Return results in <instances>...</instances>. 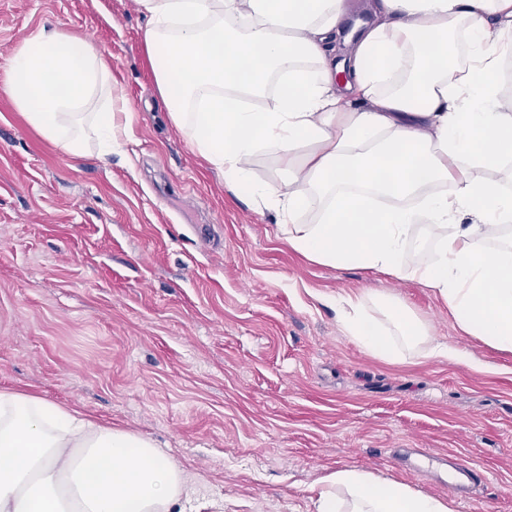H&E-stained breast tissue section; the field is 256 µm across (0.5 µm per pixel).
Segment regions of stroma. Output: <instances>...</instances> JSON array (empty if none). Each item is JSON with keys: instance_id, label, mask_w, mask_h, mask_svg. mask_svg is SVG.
I'll use <instances>...</instances> for the list:
<instances>
[{"instance_id": "1", "label": "stroma", "mask_w": 512, "mask_h": 512, "mask_svg": "<svg viewBox=\"0 0 512 512\" xmlns=\"http://www.w3.org/2000/svg\"><path fill=\"white\" fill-rule=\"evenodd\" d=\"M41 24L92 34L132 115L109 159L63 156L0 93V388L154 440L193 512H313L318 480L350 467L512 512V354L419 283L288 248L168 121L137 0H0V55ZM370 292L472 364L361 350L334 301ZM416 448L484 479L449 494Z\"/></svg>"}]
</instances>
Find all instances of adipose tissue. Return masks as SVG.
I'll return each instance as SVG.
<instances>
[{
    "label": "adipose tissue",
    "mask_w": 512,
    "mask_h": 512,
    "mask_svg": "<svg viewBox=\"0 0 512 512\" xmlns=\"http://www.w3.org/2000/svg\"><path fill=\"white\" fill-rule=\"evenodd\" d=\"M143 42L169 121L240 198L274 212L309 261L430 288L456 326L512 353V166L498 111L512 0H375L373 25L333 50L350 0H140ZM272 106L247 107L271 81ZM0 92L66 156L110 150L124 98L95 40L43 26L0 58ZM272 157L276 182L255 178ZM431 247L403 256L420 237ZM340 328L372 356L462 360L389 296H340ZM184 472L149 439L0 388V512H186ZM314 512H455L357 468L320 479Z\"/></svg>",
    "instance_id": "adipose-tissue-1"
}]
</instances>
